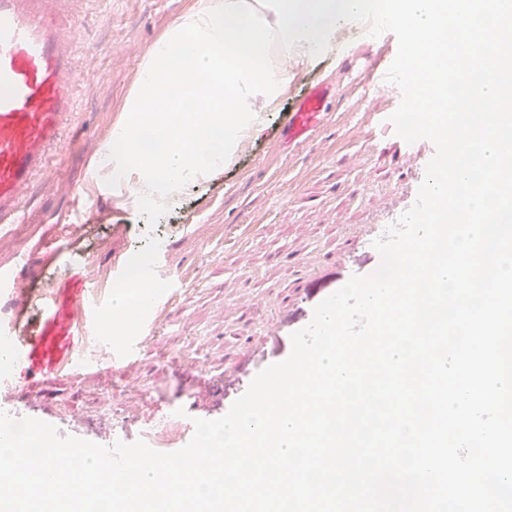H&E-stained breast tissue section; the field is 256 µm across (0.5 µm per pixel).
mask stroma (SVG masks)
<instances>
[{
    "label": "stroma",
    "instance_id": "1",
    "mask_svg": "<svg viewBox=\"0 0 512 512\" xmlns=\"http://www.w3.org/2000/svg\"><path fill=\"white\" fill-rule=\"evenodd\" d=\"M202 2L75 0L72 144L33 185L23 222L0 228V272L36 280L92 258L100 280L111 281L113 257L131 258L151 233L166 247L168 279L182 288L127 369L113 371L109 346L93 341L97 371L17 380L15 416L52 422L63 437L108 446L113 433L132 442L168 415L223 417L259 371L289 356L292 333L317 304L379 267L367 233L409 191L413 170L400 143L378 138L373 126L374 113L397 109L401 92L365 72L366 61L382 66L395 56L397 39H367L349 22L294 80L279 111L267 113L263 132L228 166L176 191L149 226L127 190L108 187L94 163L123 118L142 59ZM318 81L333 89L320 139L289 145L284 114ZM67 224L82 225L81 234L65 238Z\"/></svg>",
    "mask_w": 512,
    "mask_h": 512
}]
</instances>
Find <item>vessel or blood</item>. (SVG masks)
Here are the masks:
<instances>
[{
  "mask_svg": "<svg viewBox=\"0 0 512 512\" xmlns=\"http://www.w3.org/2000/svg\"><path fill=\"white\" fill-rule=\"evenodd\" d=\"M72 0H0V223L21 218L34 180L61 158L74 115ZM331 90L313 86L288 114L289 143L313 144L327 120ZM93 262L64 268L48 286L19 273L0 277V292L22 298L35 320L0 323V342L30 373L72 376L90 369L84 342L101 305Z\"/></svg>",
  "mask_w": 512,
  "mask_h": 512,
  "instance_id": "1",
  "label": "vessel or blood"
}]
</instances>
